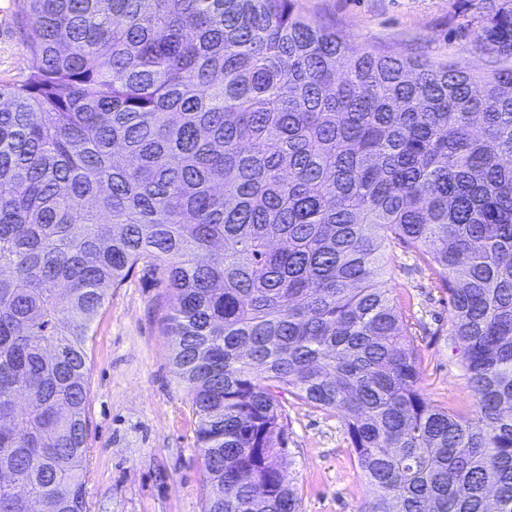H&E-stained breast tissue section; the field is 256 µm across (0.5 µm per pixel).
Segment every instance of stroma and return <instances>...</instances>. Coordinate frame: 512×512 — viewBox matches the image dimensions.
I'll return each instance as SVG.
<instances>
[{
	"instance_id": "1",
	"label": "stroma",
	"mask_w": 512,
	"mask_h": 512,
	"mask_svg": "<svg viewBox=\"0 0 512 512\" xmlns=\"http://www.w3.org/2000/svg\"><path fill=\"white\" fill-rule=\"evenodd\" d=\"M296 5L358 46L479 72L503 65L456 33L458 0H297ZM16 11V0H0V84L20 82L29 70ZM384 278L418 325L423 393L435 404L474 413L468 376L450 336L447 293L434 286L415 253L400 247L390 251ZM169 303L159 273L141 269L113 290L92 324L85 512L203 510L204 461L195 442V418L164 330ZM282 405L299 512H356L369 486L341 418L289 394Z\"/></svg>"
}]
</instances>
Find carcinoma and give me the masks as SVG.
<instances>
[{"label": "carcinoma", "instance_id": "1", "mask_svg": "<svg viewBox=\"0 0 512 512\" xmlns=\"http://www.w3.org/2000/svg\"><path fill=\"white\" fill-rule=\"evenodd\" d=\"M512 59V5L457 15ZM0 86V512H84L92 323L138 267L203 512H298L288 393L342 419L357 512H512V68L352 45L296 0H18ZM448 291L477 419L419 387L387 252ZM16 1L0 0V84L24 80L30 65L17 24Z\"/></svg>", "mask_w": 512, "mask_h": 512}]
</instances>
